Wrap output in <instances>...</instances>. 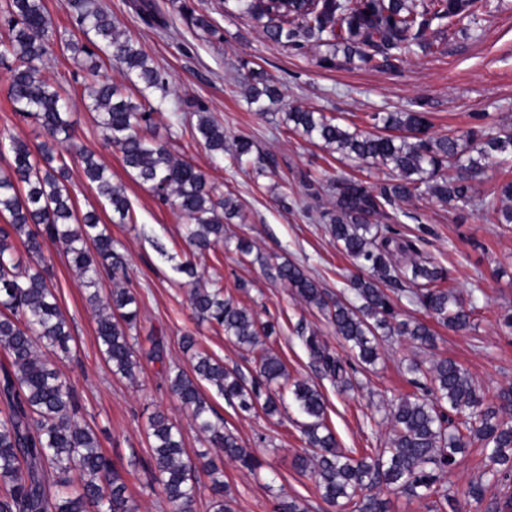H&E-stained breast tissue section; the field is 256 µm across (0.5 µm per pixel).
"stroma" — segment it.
<instances>
[{
    "label": "stroma",
    "mask_w": 512,
    "mask_h": 512,
    "mask_svg": "<svg viewBox=\"0 0 512 512\" xmlns=\"http://www.w3.org/2000/svg\"><path fill=\"white\" fill-rule=\"evenodd\" d=\"M99 2L118 30L137 40L153 65L167 72L164 112L183 117L204 105L223 124L225 146L247 137L255 144V154L276 162L272 173L259 175L252 166H238L230 156L212 155L190 137L172 140L166 126L155 127L159 140H171L174 154L192 160L220 191L233 194L243 206V221L231 224L230 230L251 242L250 255L232 248L193 252L184 238L185 217L160 202L148 186L132 179L120 153L103 142L86 110L85 84L98 78L125 86L129 83L125 74L105 59L97 75H90L70 53L59 49L45 62L46 78L63 86L70 98L76 142L93 151L113 184L124 188L136 221L112 223L111 209L75 160L69 163V194L78 211H97L125 258L130 286L140 305L139 338L155 335L163 342V362L143 361L133 381L113 376L99 352L89 289L80 284L57 247L45 242V251L53 256L58 304L73 336L72 353L59 366L70 377L84 419L123 474L139 512L171 510L150 486L146 429L155 412H164L181 430L189 454L208 448L161 374L162 367L183 366L182 336L192 334L199 348L246 380L256 376V353L238 347L223 331L193 319L189 277L179 270L182 263L193 264L202 285L220 282L225 294L258 320L275 323L278 333L268 339V347L283 359L291 379H307L320 386L327 398V424L340 448L353 458L375 453L388 442L391 426L383 419V405L391 397L413 392L404 371L409 359L427 362L449 357L489 391L512 387V330L499 323L501 314L512 309V225L496 223L486 211H457L425 197L405 204L407 216L401 229L409 236L421 235L422 250L448 269L451 285L476 299L480 308L477 328L455 333L436 326V346L431 350L391 338L384 342L375 367L354 374L353 390L337 392L304 350L298 331L303 327L318 330L330 351L342 357L348 354L345 342L316 308L301 302L290 289L272 283L266 265L287 259L303 266L329 293L346 288L354 267L336 250L319 208L300 204L301 177L308 174L326 181L345 175L374 185L383 182L386 174L377 166H357L287 129L278 107L263 114L250 108L242 81L245 68L266 71L280 79L290 104L319 110L341 125L363 130L370 129L372 113L417 108L430 112L436 135L512 121V0H489L492 15L487 21L437 34V52L413 56L394 71L371 69L356 59L328 65L326 47L311 43L299 49L272 46L264 39L261 22L227 11L224 0H190L197 11L210 15L218 30L214 36L190 26L176 0H153L169 20L165 31L144 25L132 7L133 0ZM3 131L31 145L43 140L35 122L16 116L8 98V76L0 70ZM285 193L294 199V207L286 209L280 204ZM207 396L223 418L225 430L237 436L260 463L251 472L235 462H224V483L233 512H273L283 498L299 500L308 512H337L336 506L321 498L314 477L293 466L295 456L304 453L306 440L302 418L292 401H285L279 414L269 416L259 408L241 411L212 390ZM487 463L485 449L473 444L460 466L445 478L444 487L459 498L457 509L390 494L387 512H491L492 502L500 496L496 487H487L479 503L460 498Z\"/></svg>",
    "instance_id": "obj_1"
}]
</instances>
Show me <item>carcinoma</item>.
<instances>
[{
	"label": "carcinoma",
	"mask_w": 512,
	"mask_h": 512,
	"mask_svg": "<svg viewBox=\"0 0 512 512\" xmlns=\"http://www.w3.org/2000/svg\"><path fill=\"white\" fill-rule=\"evenodd\" d=\"M235 9L264 21L269 42L298 48L312 42L324 46V61L338 56L358 59L377 70L397 69L413 55L430 53L432 28L442 32L461 24H477L490 15L485 0H293L272 4L265 0H233ZM78 23L94 33L101 51L113 66L125 72L139 95L133 100L124 88L110 82L86 85L84 98L94 113L104 141L120 154L132 177L150 187L159 200L191 221L187 242L203 253L232 240L226 232L231 220L243 219L240 204L224 196L189 160L175 156L170 143L151 134L166 99L168 79L155 67L139 43L123 35L109 14L92 0H64ZM133 8L151 28L166 31L168 20L157 14L151 0H137ZM194 28L213 35L209 15L183 2L179 6ZM8 34L0 41V68L9 74L8 96L15 114L33 120L45 141L33 149L12 135L0 136V147L12 153V162L0 169V351L10 367L0 381V512H137L127 496L123 475L108 459L94 430L84 421L71 380L56 358L71 352L73 337L61 312L50 278L51 256L43 241L60 246L67 265L80 283L95 288L90 301L98 304L96 333L100 353L112 374L128 380L141 370L137 298L128 287L122 256L96 210L78 214L68 189L66 156H76L100 198L112 208V223H135L124 189L112 179L93 153L73 142V121L66 94L45 78V58L52 54L53 23L43 0H8ZM62 49L84 56L82 64L96 75L100 56L89 47L66 43ZM248 102L263 107L281 100L279 81L263 70L243 77ZM161 97L154 98L155 92ZM196 120L178 122L175 137L190 136L216 156L224 154V126L206 108L193 112ZM286 124L311 140H318L342 158L381 166L388 179L368 186L351 177L324 183L305 175V199L329 201L321 212L336 247L358 269L350 279L349 294L331 297L299 265L284 260L268 265L275 284L291 289L306 305L317 308L348 345L361 367L379 358L388 336H406L417 347L433 346L435 332L424 322L399 319L394 298H406L448 329L466 333L476 328L475 307L466 304L447 285L448 270L425 255L416 241L399 236L388 224L390 212L414 197H434L453 208L491 211L498 223L512 224V180L503 181L484 196L475 195L472 181L482 161L497 155L512 158V126L479 127L463 134L431 133L430 115L423 111L371 115L372 129L342 126L321 112L288 107ZM457 169L450 177L448 168ZM27 253L26 265L15 260L14 241ZM115 284L106 298L97 288L103 279ZM194 317L224 330V335L248 351L259 350L257 377L246 383L236 371L199 349L194 337H183L189 369L166 370L168 388L180 401L198 432L225 457L253 471V454L230 432L203 392V385L238 400L243 411L256 406L279 411L273 388L288 382L281 357L265 346L275 333L240 303L224 297L214 284L201 288L191 282ZM311 360L340 391L352 386L356 369L331 353L318 332L301 336ZM408 370L423 375L413 383L417 392L395 396L387 403L391 423L389 446L359 460L338 448L325 421V400L317 386L296 381L290 389L309 450L294 459L300 472L315 478L321 497L352 512H386L387 502L370 493L385 485L392 493L425 500L454 497L441 481L461 463L465 450L480 443L492 467L472 481L464 495L479 503L485 485L496 484L504 496L495 512H512V388L492 396L471 374L450 358L428 365L412 361ZM152 484L159 487L173 512H191L197 487V467L190 458L181 430L162 412L149 421ZM211 480L214 512H232L225 500L223 475L209 459L202 467ZM83 476L71 488L68 474Z\"/></svg>",
	"instance_id": "carcinoma-1"
}]
</instances>
